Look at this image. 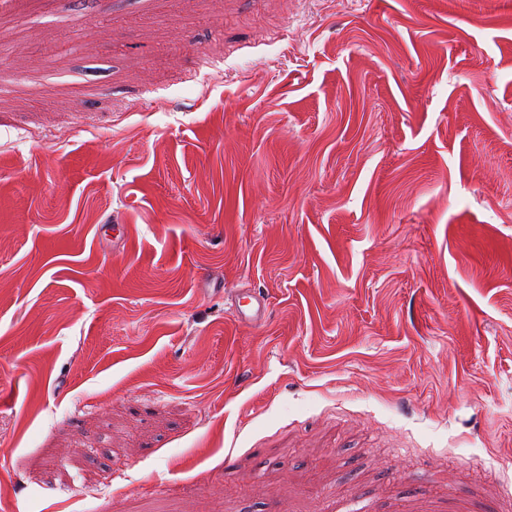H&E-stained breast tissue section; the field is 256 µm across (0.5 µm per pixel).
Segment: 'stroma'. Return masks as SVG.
Returning <instances> with one entry per match:
<instances>
[{
	"label": "stroma",
	"mask_w": 512,
	"mask_h": 512,
	"mask_svg": "<svg viewBox=\"0 0 512 512\" xmlns=\"http://www.w3.org/2000/svg\"><path fill=\"white\" fill-rule=\"evenodd\" d=\"M0 19V512H512V0Z\"/></svg>",
	"instance_id": "stroma-1"
}]
</instances>
